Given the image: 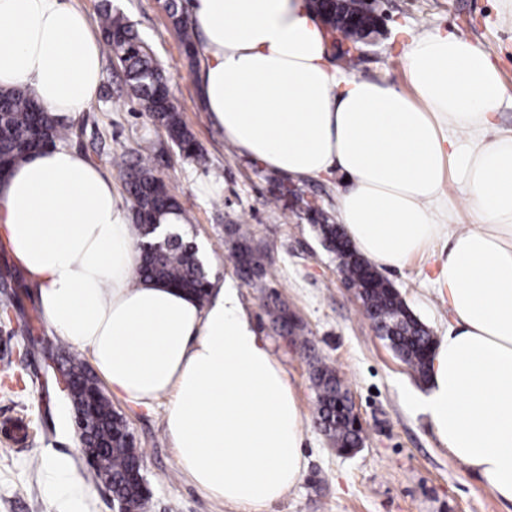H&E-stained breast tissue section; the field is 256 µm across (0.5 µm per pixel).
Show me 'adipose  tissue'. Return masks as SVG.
Returning <instances> with one entry per match:
<instances>
[{"label":"adipose tissue","mask_w":512,"mask_h":512,"mask_svg":"<svg viewBox=\"0 0 512 512\" xmlns=\"http://www.w3.org/2000/svg\"><path fill=\"white\" fill-rule=\"evenodd\" d=\"M189 20L202 104L241 155L294 179L346 175L336 209L370 262L401 268L438 252L448 332L410 404L512 503V134L485 137L512 88L496 64L470 40L431 31L403 55L405 92L332 66L310 0H190ZM102 67L73 0H0V88L71 117L96 100ZM450 182L478 223L448 224ZM129 215L111 173L62 145L0 178V234L46 326L128 402L168 397L165 431L198 489L237 512H268L307 467L287 373L233 282L204 306L137 282Z\"/></svg>","instance_id":"1"}]
</instances>
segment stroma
Segmentation results:
<instances>
[{"label":"stroma","instance_id":"35a3bbf8","mask_svg":"<svg viewBox=\"0 0 512 512\" xmlns=\"http://www.w3.org/2000/svg\"><path fill=\"white\" fill-rule=\"evenodd\" d=\"M112 6L167 71L173 102L204 158L185 157L165 129L142 111L117 59L110 56L104 59L100 94L73 118L66 145L106 169L117 155L132 162L139 154L157 152L156 174L181 203L186 215L181 230L197 244L209 279L217 286L235 281L287 372L308 428L303 448L307 470L270 512H512L511 503L497 500L479 477L439 446L426 418L410 406L409 396L425 391V381L365 318L310 220V202L336 216V197L346 187L342 176L299 181L303 204L280 198L282 176L240 156L202 107L195 81L198 60L187 53L165 0H112ZM378 9L384 15L381 33L350 75L406 88L405 49L413 39L441 29L489 52L512 87V0H378ZM232 224L248 225L265 250L270 275L263 285L244 283L226 261ZM432 264L426 256L380 273L438 337L448 329V306L427 279ZM12 288L15 304L8 315L0 314V365L9 362L14 369L12 379L0 377V512H114L103 485H91L78 497L43 466L45 457L62 454L77 476L86 473L71 408L30 382L42 361L27 355L26 348L31 337L48 330L22 272H15ZM273 290L302 319L308 349L274 331L267 314ZM316 358L335 367L350 385L365 429L364 447L355 456L337 455L315 423L310 374ZM110 401L125 416L142 453L151 512H235L182 475L164 432L167 398L150 410L116 395Z\"/></svg>","mask_w":512,"mask_h":512}]
</instances>
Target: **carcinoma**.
Listing matches in <instances>:
<instances>
[{
	"mask_svg": "<svg viewBox=\"0 0 512 512\" xmlns=\"http://www.w3.org/2000/svg\"><path fill=\"white\" fill-rule=\"evenodd\" d=\"M174 24L181 30L183 41L192 44L194 34L179 0H171ZM332 26L333 36L358 42V36L374 33L377 20L361 12L360 0H324L321 3ZM107 52L120 61L126 83L142 109L165 127L169 139L189 158H200L201 153L191 132L184 125L173 102L162 101L159 85L167 80L165 70L153 57L146 44L126 21L112 10L105 0L99 14ZM0 155L11 164L24 160L31 153L67 140L73 125L66 117L44 111L35 105L20 89L0 90ZM119 173L123 176L131 202L133 226L138 242L154 237L152 224L159 219L160 207L154 195L158 177L150 155H139L129 164L121 161ZM317 230L328 248L339 260L338 268L350 288H366L361 297L363 314L389 342L393 352L410 365L421 378L427 377L428 359L434 343L430 330L409 311L394 286L385 280L374 264L340 246V225L324 212H317ZM232 240L227 260L240 277L248 283H257L266 277V270L257 247L251 243V233L239 224L228 228ZM139 278L143 282H158L181 288L199 303L207 301L211 282L195 246L184 240L179 232L160 250L142 254ZM274 307L269 311L272 324L281 336H293L298 323L290 318L288 305L278 294H273ZM43 360L45 373H51L50 364L57 362L64 371L62 385L57 387L73 411L90 415L92 427L89 444L97 449L98 458L89 470L91 480L101 482L100 469L112 474L114 499L131 498L138 503V512H149L150 494L140 487L137 474L142 454L130 432L125 417L112 408L101 391L88 364L78 354L64 350L48 336H41L32 344ZM316 395V417L322 420V430L336 449L352 450L363 443L362 431L355 428L350 418V390L344 378L331 365L319 361L311 377Z\"/></svg>",
	"mask_w": 512,
	"mask_h": 512,
	"instance_id": "cac0c4a2",
	"label": "carcinoma"
}]
</instances>
